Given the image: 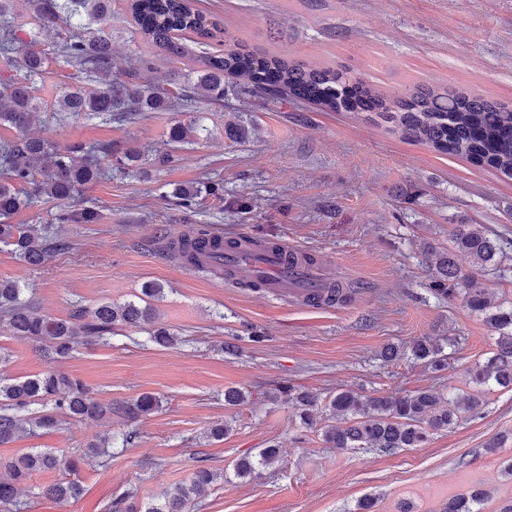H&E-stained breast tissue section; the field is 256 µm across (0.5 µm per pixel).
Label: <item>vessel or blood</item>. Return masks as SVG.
<instances>
[{
    "mask_svg": "<svg viewBox=\"0 0 512 512\" xmlns=\"http://www.w3.org/2000/svg\"><path fill=\"white\" fill-rule=\"evenodd\" d=\"M226 284L260 283L266 294L285 305L307 304L326 285L323 264L307 260L306 251L282 242L269 244L251 236L225 250Z\"/></svg>",
    "mask_w": 512,
    "mask_h": 512,
    "instance_id": "b4317fda",
    "label": "vessel or blood"
}]
</instances>
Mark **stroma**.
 I'll use <instances>...</instances> for the list:
<instances>
[{
	"instance_id": "35a3bbf8",
	"label": "stroma",
	"mask_w": 512,
	"mask_h": 512,
	"mask_svg": "<svg viewBox=\"0 0 512 512\" xmlns=\"http://www.w3.org/2000/svg\"><path fill=\"white\" fill-rule=\"evenodd\" d=\"M220 28L251 50L307 64L346 69L390 96L437 84L512 105V0H193ZM127 0H112V48L135 70L150 46L132 32ZM64 24L44 30L36 44L46 63L35 81L42 106L34 134L57 145L127 143L145 152L144 172L108 170L79 202L99 207L97 224H69L68 250L33 268L0 244V279L24 285L41 310L65 319L77 308L135 299L143 284L165 288L154 327L176 334L175 346L149 340L148 330L114 329L106 344L79 347L58 363L37 344L13 335L0 320V374L18 378L59 369L81 379L100 403L144 394L161 397L150 415L104 420L62 418L57 428L20 434L0 445L8 461L31 448L82 454L89 442L114 438L107 466L82 465L79 499L58 502L22 491L26 512H109L127 490L137 502L156 501L187 482L197 468L224 473L190 512H354L371 495L379 512L399 500L417 512H440L448 496L478 484L491 489L484 512L512 496L504 473L512 458V390L495 389L478 414L462 415L421 448L389 452L327 447L318 428L306 429L280 390L301 387L328 400L336 390L407 393L432 387L471 393L470 373L493 347L481 317L462 300L436 297L427 247L445 249L454 224H480L503 251V275L487 285L512 301V180L466 159L402 141L380 118L272 104L254 97L242 120L246 141L224 134L225 106L205 104L209 134L192 145L170 141L177 112H146L130 122L85 117L63 124L53 109L66 88L82 85L58 47ZM213 183L223 197L210 195ZM201 187L195 213L183 215L168 193ZM251 202L230 210L231 202ZM232 239L242 234L305 249L328 278L359 286L336 308L288 307L260 291L225 285L223 275L187 274L162 248L188 228ZM421 336L452 338L448 367L383 361L389 344ZM244 392L239 405L228 389ZM225 424L224 439L210 438ZM497 453L485 450L496 436ZM278 461L247 480L235 462L268 445Z\"/></svg>"
}]
</instances>
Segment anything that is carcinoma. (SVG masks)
<instances>
[{"label": "carcinoma", "instance_id": "carcinoma-1", "mask_svg": "<svg viewBox=\"0 0 512 512\" xmlns=\"http://www.w3.org/2000/svg\"><path fill=\"white\" fill-rule=\"evenodd\" d=\"M112 0H35V25L46 28L60 21L75 23L82 29L68 37L59 52L66 61L89 78L105 75L108 80L93 90L68 89L57 101V111L73 118L107 116L119 121L132 119L141 112H186L202 100L222 102L233 96H261L270 101L286 100L293 105L310 102L328 112L372 113L389 124V130L401 140L426 145L433 150L465 158L506 179H512V107L466 92L422 85L389 97L350 72L333 67L309 65L277 54L259 55L248 46L209 21L194 8L192 0H130V25L171 62L189 58V42L204 47L194 77L172 91L155 78L136 81L133 73L117 71L112 54ZM12 0H0V54L15 59L16 74L0 79V125L9 126L17 136L0 142V243L13 247L18 257L30 266L45 264L56 251L69 248L64 224H96L100 211L93 206L69 209L80 190L105 175L102 161L119 168L136 166L142 154L112 142L104 144L72 143L52 147L40 136L29 134V127L41 105L34 95L36 77L45 59L20 40L21 28L15 23ZM206 128L200 117L178 121L169 128L171 141L184 144L202 135ZM224 133L244 140L250 131L240 124L239 109L224 116ZM81 154L83 163L74 162ZM201 193L198 187L184 186L172 192L176 206L191 214ZM54 201L61 206L54 224H7L4 219L38 202ZM453 248L429 247L425 256L434 267L432 291L441 297H462L467 307L483 317L494 339V349L486 361L476 365L473 383L512 388V307L498 303L483 277L500 266V249L479 224H455L451 231ZM467 255L471 271L459 267L456 256ZM142 302L98 305L91 319L79 309L67 319H57L40 311L23 297L24 288L16 281L0 280V317L7 320L13 333L38 344L44 356L56 361L73 356L81 345L109 338L115 326L139 328L155 316L153 302L164 297L159 283L142 288ZM387 361L410 357L424 361L439 372L446 369L447 355L442 345L430 336L412 341L406 349L389 345L382 351ZM282 393L297 409L300 424L316 425L314 414L319 398L291 386ZM483 403L481 392L466 396L449 407L439 392L421 389L409 393L363 394L338 390L325 405L329 415L341 418V424L323 429V440L332 448L376 449L420 448L431 437L446 431L464 413H475ZM159 407L151 394L117 407L104 406L90 395L78 378L48 371L25 378L0 377V445L34 429H52L59 416L102 419L112 412L137 419ZM111 438L103 436L79 458L64 463L70 477L46 487L36 495L57 501L77 499L83 488L78 479L80 464L95 462L101 466L110 458ZM279 449L270 445L257 455L239 459L234 477L253 478L270 466ZM59 456L47 449L33 448L4 464L9 480L0 479V509L22 512L16 485L26 483L36 472L59 466ZM224 474L198 469L187 483L165 493L163 499L149 502L131 512H188V505L199 498ZM491 497L485 488H470L448 498L442 512H481Z\"/></svg>", "mask_w": 512, "mask_h": 512}]
</instances>
